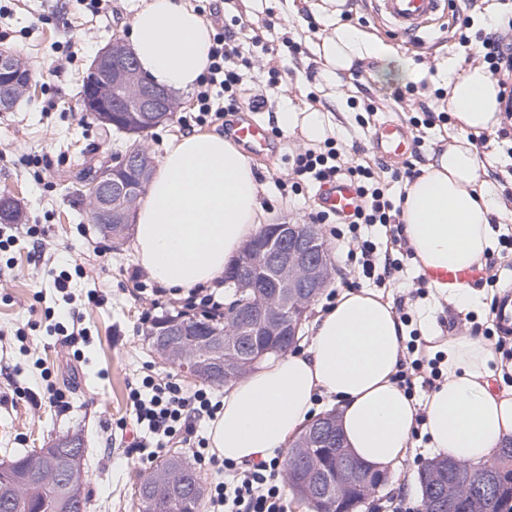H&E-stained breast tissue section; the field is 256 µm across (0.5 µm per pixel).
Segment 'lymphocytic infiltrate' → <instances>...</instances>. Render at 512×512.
I'll list each match as a JSON object with an SVG mask.
<instances>
[{
	"label": "lymphocytic infiltrate",
	"mask_w": 512,
	"mask_h": 512,
	"mask_svg": "<svg viewBox=\"0 0 512 512\" xmlns=\"http://www.w3.org/2000/svg\"><path fill=\"white\" fill-rule=\"evenodd\" d=\"M480 57L492 74L498 75L504 109L512 112V39L503 34L487 35L482 41ZM211 63L196 94L198 121H206L213 110V97L222 98L226 111L240 107L237 98L239 52L227 42L223 33H216L210 50ZM292 189H299L300 179L322 183L348 175L358 187L360 203L348 222L349 235L342 240L348 259L357 261L363 281L384 287L402 279L414 251L409 245L400 220L401 209L386 192L388 182H411L420 174L414 164L404 170L392 171L382 177L373 169L354 162L336 148L333 139L323 146L309 148L295 155ZM419 330H412L407 343L405 360L397 373L401 387L412 385L419 376L425 385L434 386L442 377L441 358L429 359L421 354ZM137 426L150 436L188 445L198 461H209L228 471L231 479L211 488L209 500L212 512H285V494L275 479L277 461L236 464L220 460L206 452V443L197 439V425L203 418H215L220 409L206 389L194 393L183 391L175 374L146 376L141 388L129 395Z\"/></svg>",
	"instance_id": "obj_1"
}]
</instances>
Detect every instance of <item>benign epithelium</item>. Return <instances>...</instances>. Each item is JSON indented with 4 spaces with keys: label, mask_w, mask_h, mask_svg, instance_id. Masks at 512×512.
<instances>
[{
    "label": "benign epithelium",
    "mask_w": 512,
    "mask_h": 512,
    "mask_svg": "<svg viewBox=\"0 0 512 512\" xmlns=\"http://www.w3.org/2000/svg\"><path fill=\"white\" fill-rule=\"evenodd\" d=\"M11 90L0 100V112H9L27 93L30 71L25 60L13 50L0 49V85ZM85 112L104 128L117 127L132 133L136 129H153L170 121L178 111L179 101L172 91L146 77L138 68L132 46L120 37L102 48L86 73L83 84ZM130 155H115L95 169L84 183L82 192L91 204L93 223L103 235L112 237V226L130 224L145 191V173L153 169V160L139 152L141 175L128 178ZM20 201L0 198V223L15 224L21 215ZM333 279V263L326 242L315 224H292L286 221L263 227L245 245V254L234 275L231 287L240 295L251 293L259 298L256 305L237 308V326L227 328L236 353L224 357V377L229 378L246 359L259 360L265 352L243 343L245 336H279L283 348L297 342L302 322L312 303L328 288ZM202 312L185 309L181 319L165 322L154 330L156 336H221L201 323ZM300 438L305 447H341L337 416L328 413L308 424ZM56 448L70 454L71 468L81 465L79 435L59 436ZM496 473H486L479 484L470 478L452 479L454 494L474 499L490 493ZM387 479V473L373 471L351 463L336 476L331 495L341 502L356 487L362 496L370 495ZM429 512H451L448 483L433 485L426 496Z\"/></svg>",
    "instance_id": "benign-epithelium-1"
}]
</instances>
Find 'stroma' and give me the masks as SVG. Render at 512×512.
Instances as JSON below:
<instances>
[{
    "instance_id": "35a3bbf8",
    "label": "stroma",
    "mask_w": 512,
    "mask_h": 512,
    "mask_svg": "<svg viewBox=\"0 0 512 512\" xmlns=\"http://www.w3.org/2000/svg\"><path fill=\"white\" fill-rule=\"evenodd\" d=\"M208 24L232 31L246 66L240 67L239 94L257 103L256 118L276 129L275 150L253 157L263 189L260 205L266 223L289 220L311 223L317 207L316 187L306 182L300 195L285 194L294 156L313 147L301 129L278 127L276 114L291 107L317 113L324 137L345 139L357 120L370 126L391 120L409 125L410 101L395 91L415 88V98L439 107L435 90L443 86L449 63L464 55L451 32L457 11L435 21L419 38L392 35L376 19L365 0H341L336 12L324 0H191ZM0 46L19 51L27 62L34 92L16 109L0 112V193L21 201L24 218L1 224L0 236L11 243L0 251V460L28 448H41L55 436L81 430L87 440L85 488L88 512H132L131 495L154 460L132 452L136 435L129 405L132 389L147 375L171 372L173 366L150 350L142 336L149 320L181 308L182 302L152 277L135 280L140 264L132 240L112 244L101 235L85 206L77 203L75 172L99 154L124 150L132 139L102 136L84 112L82 79L96 53L113 37L129 38L131 22L143 0H112L108 11L94 14L80 0H0ZM376 35L392 46L407 68L404 79L382 80L378 61L359 63L338 81H325L316 48L335 25ZM72 64L58 67L68 52ZM279 73L270 84V70ZM179 117L152 131L141 142L154 161H161L171 136L182 134V117L191 115L195 92L180 94ZM373 112H366V105ZM477 156L499 190L512 191V155L497 136H490ZM496 288H484L485 309L473 320L451 305L438 316L440 328L454 335L470 333L472 323L485 322L497 288L512 286V254L494 253ZM71 272L70 300L53 284L61 271ZM86 327L89 341L79 351L63 346L53 327L63 310ZM52 383L63 394L62 406L35 402L31 396ZM429 455L409 448L390 468L388 482L372 493L361 512H377L393 495L421 500L411 480L429 462Z\"/></svg>"
}]
</instances>
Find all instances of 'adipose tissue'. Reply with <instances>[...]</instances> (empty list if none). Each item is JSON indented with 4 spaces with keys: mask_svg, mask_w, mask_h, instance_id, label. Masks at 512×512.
Listing matches in <instances>:
<instances>
[{
    "mask_svg": "<svg viewBox=\"0 0 512 512\" xmlns=\"http://www.w3.org/2000/svg\"><path fill=\"white\" fill-rule=\"evenodd\" d=\"M213 35L181 0H148L131 28L142 73L180 92L196 88L206 73ZM317 53L330 81L355 63L395 59L390 46L343 25L323 38ZM446 81L458 134L406 184L401 204L422 275L485 260L495 240L491 217L499 211L498 191L468 140L500 127L498 80L484 65L452 63ZM261 190L252 162L224 136L173 138L135 216L138 260L173 292L212 286L258 231ZM311 331L305 350L261 363L227 389L209 428L218 456L234 463L277 456L312 419L320 395L338 404L352 459L373 470L405 456L421 409L431 448L455 461L483 465L512 441V390L490 389L496 355L483 339L454 336L438 343L445 377L419 405L395 378L406 327L390 297L371 288L344 292L315 317Z\"/></svg>",
    "mask_w": 512,
    "mask_h": 512,
    "instance_id": "adipose-tissue-1",
    "label": "adipose tissue"
}]
</instances>
